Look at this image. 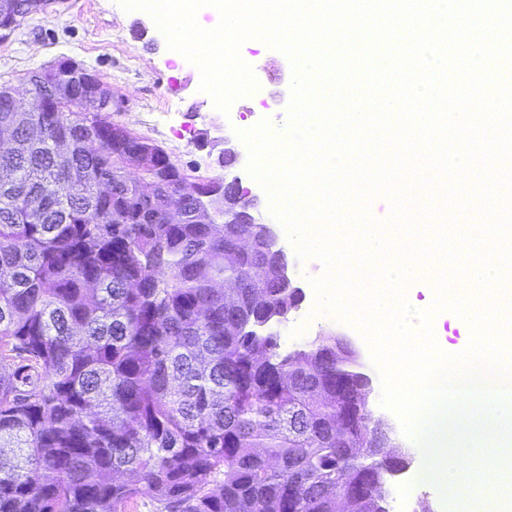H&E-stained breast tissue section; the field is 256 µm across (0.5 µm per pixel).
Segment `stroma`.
<instances>
[{
    "label": "stroma",
    "mask_w": 512,
    "mask_h": 512,
    "mask_svg": "<svg viewBox=\"0 0 512 512\" xmlns=\"http://www.w3.org/2000/svg\"><path fill=\"white\" fill-rule=\"evenodd\" d=\"M241 56L251 58L257 82L249 95L220 111L201 91L197 67L168 46L166 37L140 10H125L119 0H66L58 10L30 15L9 36L0 38V85L22 89L28 72L57 59L70 58L99 75L112 90L120 110L113 113L134 134L162 146L180 166L210 178L239 177L243 187L257 195L259 222L269 220V197L247 172L249 153L240 132L268 121L273 131L287 128L294 69L290 59L266 42H246ZM235 145L239 159L224 168L216 157L225 143ZM280 241L288 248L290 275L305 298L288 317L289 324L305 322V338L344 334L359 348L358 361L373 380L370 408L392 428V436L412 459L406 475L414 497L428 502L432 512H450L440 486L425 473V455L418 440L402 430L398 417L381 404L383 381L361 333L330 310L316 311L312 279L325 266L317 258H300L287 229Z\"/></svg>",
    "instance_id": "35a3bbf8"
}]
</instances>
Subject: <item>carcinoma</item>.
<instances>
[{
  "label": "carcinoma",
  "mask_w": 512,
  "mask_h": 512,
  "mask_svg": "<svg viewBox=\"0 0 512 512\" xmlns=\"http://www.w3.org/2000/svg\"><path fill=\"white\" fill-rule=\"evenodd\" d=\"M37 1L65 2L0 0V35ZM26 82L48 97L40 72ZM81 96L28 112L0 86V512H390L373 486L336 493L387 469L336 390L355 360L333 336L252 335L294 303L267 254L226 263L240 225L196 223V176L164 183ZM172 203L185 223L162 221Z\"/></svg>",
  "instance_id": "carcinoma-1"
}]
</instances>
